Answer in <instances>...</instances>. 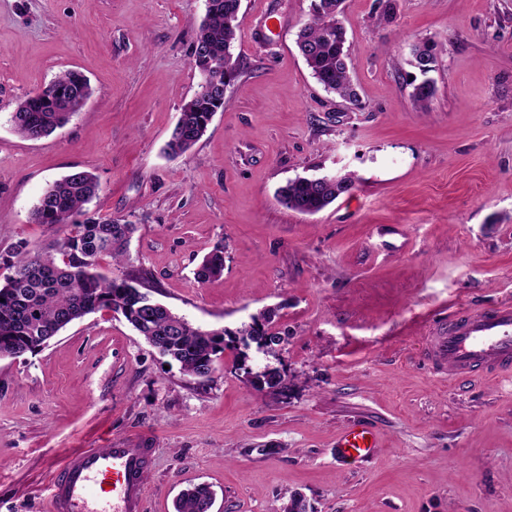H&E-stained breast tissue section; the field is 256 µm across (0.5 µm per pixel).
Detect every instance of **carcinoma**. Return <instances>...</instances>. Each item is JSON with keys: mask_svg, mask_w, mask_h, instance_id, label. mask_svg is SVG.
<instances>
[{"mask_svg": "<svg viewBox=\"0 0 512 512\" xmlns=\"http://www.w3.org/2000/svg\"><path fill=\"white\" fill-rule=\"evenodd\" d=\"M344 0H316L297 35L296 44L312 76L325 91L357 106L358 93L352 81L351 57L346 47L343 24ZM241 0H206V13L198 27L195 43L205 45L210 56L192 60L196 71L209 72L206 91H195L182 107L167 142L171 155L192 148L205 134L214 114L224 108V81L238 76L239 59L232 49L240 29ZM230 63L231 71L212 63V57ZM411 64L433 66V45L423 42L413 48ZM76 92L91 96L89 80L80 72L66 70L46 86L27 95L12 119L16 132L27 139H38L68 122L63 104ZM435 95L433 85H413L412 98L421 111L429 109ZM353 174L325 182L306 177L288 181L278 189L285 207L304 214H315L349 192ZM99 184L87 171H76L54 181L39 197L32 210L38 224H67L70 232L50 250L18 246L11 254L13 274L0 283V357L19 358L34 353L68 324L84 316L109 310L120 313L161 355L180 365L191 378L208 380L218 354L224 352V337L232 336L244 345L253 342L272 353L282 337L269 332L272 313L265 312L235 331L203 330L164 304L143 306V277L125 274L108 278L99 272V260L109 257L115 264L126 255L135 230L129 221L90 215L85 205L96 197ZM224 249L216 247L202 259L194 272L200 282L222 275ZM246 380L258 381L271 393L288 394V378L277 369L255 372L244 365ZM213 492L206 484L185 490L175 501V512H209Z\"/></svg>", "mask_w": 512, "mask_h": 512, "instance_id": "cac0c4a2", "label": "carcinoma"}]
</instances>
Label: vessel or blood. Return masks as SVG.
Returning a JSON list of instances; mask_svg holds the SVG:
<instances>
[{"instance_id":"b4317fda","label":"vessel or blood","mask_w":512,"mask_h":512,"mask_svg":"<svg viewBox=\"0 0 512 512\" xmlns=\"http://www.w3.org/2000/svg\"><path fill=\"white\" fill-rule=\"evenodd\" d=\"M427 351L455 378L512 369V302L455 308L432 326ZM377 448L374 430L362 423L346 426L336 438L342 461L368 460ZM152 458V449L116 444L71 449L49 482L51 512H145Z\"/></svg>"}]
</instances>
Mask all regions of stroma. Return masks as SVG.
Listing matches in <instances>:
<instances>
[{"instance_id": "35a3bbf8", "label": "stroma", "mask_w": 512, "mask_h": 512, "mask_svg": "<svg viewBox=\"0 0 512 512\" xmlns=\"http://www.w3.org/2000/svg\"><path fill=\"white\" fill-rule=\"evenodd\" d=\"M345 0L360 106L325 91L295 44L309 0H241L240 74L206 134L166 144L199 81L192 44L205 0H0V256L45 248L64 226L32 221L76 170L92 212L137 230L112 277L204 329L264 310L275 354L229 345L208 382L183 375L120 314L73 322L38 352L0 358V512H48L46 484L72 448H155L147 512L206 483L211 512H512V372L457 380L424 356L429 321L512 300V0ZM435 46L428 111L411 97L412 49ZM76 69L92 95L29 140L20 100ZM358 181L314 215L278 189L314 174ZM221 277L194 271L215 247ZM290 379L247 386L240 362ZM370 424L365 462L338 433ZM336 458L362 462L375 456L378 442L372 428L362 423L346 426L336 438Z\"/></svg>"}]
</instances>
